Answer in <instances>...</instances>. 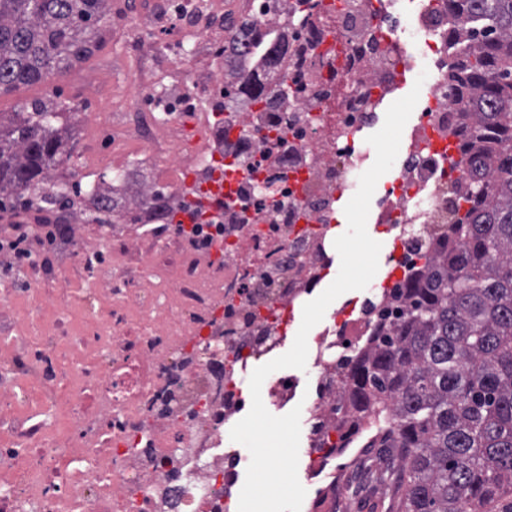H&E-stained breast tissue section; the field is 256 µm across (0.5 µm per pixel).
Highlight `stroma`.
<instances>
[{"mask_svg":"<svg viewBox=\"0 0 512 512\" xmlns=\"http://www.w3.org/2000/svg\"><path fill=\"white\" fill-rule=\"evenodd\" d=\"M181 16L172 13L164 25L142 23L131 12L130 0H112V29L104 47L85 64L71 70L50 85L19 87L0 96V112L13 111L25 100L54 93L70 101L78 111L99 114L100 123L74 128L75 167L78 176L106 168L128 170L153 164L152 154L133 142L125 133L122 116L136 105H150L155 95L173 83L190 85L203 80L208 72L223 69L222 60L211 53L209 44L194 49L191 61H184L179 46L187 37L180 26ZM95 81L98 93L86 97L83 88ZM103 238L95 224L82 227L80 245L71 254L73 268L67 278L56 275L58 247L38 250V266L45 272L36 284L23 283L17 274L0 276V296L8 310L0 318V363L23 358L33 349L35 340L51 336L60 316H67L75 333L56 346V358L63 372L65 392L81 394L85 410L73 416L69 408L58 407L47 419L45 436L49 443L67 448L70 455H82L89 438L107 433L106 421L99 413L100 389L87 372L100 345L93 337L95 327L104 325L112 314V286L108 281L89 277L79 268L83 249L97 245ZM94 295L93 307H86V295ZM0 398L8 408L0 419V446L16 441V432L30 415L42 412L45 394L24 376L0 381Z\"/></svg>","mask_w":512,"mask_h":512,"instance_id":"stroma-1","label":"stroma"}]
</instances>
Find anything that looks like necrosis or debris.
Here are the masks:
<instances>
[{
    "label": "necrosis or debris",
    "mask_w": 512,
    "mask_h": 512,
    "mask_svg": "<svg viewBox=\"0 0 512 512\" xmlns=\"http://www.w3.org/2000/svg\"><path fill=\"white\" fill-rule=\"evenodd\" d=\"M313 0L299 14L293 0H280L263 16L265 30L283 35L281 60L291 92L274 105H252L248 97L224 102V84H245L257 68L241 57L230 75L216 73L203 93L169 92L174 111L166 118L146 107L126 114L129 133L152 146L161 122L182 138L184 121L201 99L224 114V160L238 162V177L222 202L209 206L211 223L224 235L203 245L189 225L164 224L149 208L139 211L154 248L110 239L86 252L80 267L112 282V327L102 364L92 376L107 395L112 435L84 457H68L42 433L44 419L19 431L23 453L14 478L0 486V512H62L63 495L80 483L83 512H232L237 505L239 460L224 447V426L246 414L248 393L241 375L256 359L280 346L288 314L323 282L333 263L330 232L339 221L338 202L359 186L368 158L364 130L382 126L377 107L390 89L407 83L416 59L429 73L414 127L415 148L402 155L399 172L376 205L392 234V252L402 279L427 265L445 244L448 219L464 211L461 187L466 167H452L438 143L462 133L460 102L448 85V60L455 21L453 0ZM211 159L173 149L163 166L142 182L148 197L163 182L181 204L194 185L206 184ZM135 252L136 266L122 270L97 263L98 252ZM174 270L179 296L174 330H189L178 346L166 344L149 319L128 322L124 299L135 280L159 264ZM391 289L345 304L315 337L314 394L306 406L314 476L324 495L314 512H334L337 500H368L380 487L365 469L384 460L376 438L356 447L351 459L332 465L320 450L332 432L336 403L344 389L348 359L375 335ZM40 359L5 365L24 371L34 384L59 385L52 342L38 343ZM110 466H102L101 454Z\"/></svg>",
    "instance_id": "1"
}]
</instances>
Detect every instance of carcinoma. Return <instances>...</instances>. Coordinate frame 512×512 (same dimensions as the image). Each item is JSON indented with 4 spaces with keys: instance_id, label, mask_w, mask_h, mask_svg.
Here are the masks:
<instances>
[{
    "instance_id": "obj_1",
    "label": "carcinoma",
    "mask_w": 512,
    "mask_h": 512,
    "mask_svg": "<svg viewBox=\"0 0 512 512\" xmlns=\"http://www.w3.org/2000/svg\"><path fill=\"white\" fill-rule=\"evenodd\" d=\"M277 0H258L234 26L232 45L264 71L275 68L286 43L258 28ZM455 59L448 81L463 98L468 139L457 149L469 160V207L448 231L461 253H438L401 288L383 326L355 356L334 454L349 436L371 428L388 440L398 470L387 512H512V179L488 180V163L512 168V0H458ZM111 0H0V96L19 86L48 85L89 59ZM257 76L224 96L246 92L255 104L269 91ZM72 105L52 95L0 112V212L34 213L38 224L90 202L88 224H113L114 200L100 193L119 181L112 171L72 181L67 146ZM166 223L174 212L165 188L146 200Z\"/></svg>"
}]
</instances>
